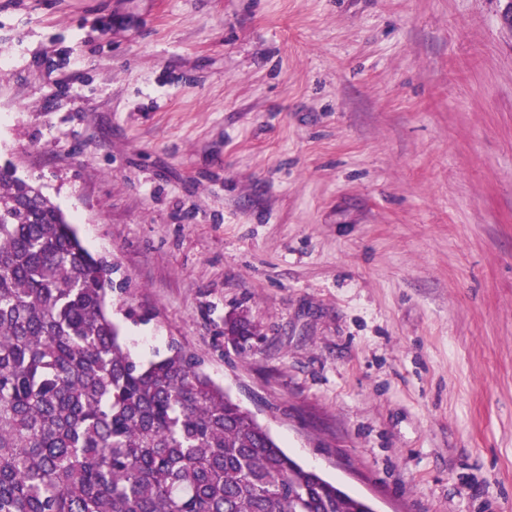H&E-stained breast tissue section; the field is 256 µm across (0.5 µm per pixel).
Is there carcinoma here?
Segmentation results:
<instances>
[{"mask_svg": "<svg viewBox=\"0 0 512 512\" xmlns=\"http://www.w3.org/2000/svg\"><path fill=\"white\" fill-rule=\"evenodd\" d=\"M112 269L0 168V512H365L177 345L147 363Z\"/></svg>", "mask_w": 512, "mask_h": 512, "instance_id": "cac0c4a2", "label": "carcinoma"}]
</instances>
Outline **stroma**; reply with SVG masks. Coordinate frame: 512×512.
Listing matches in <instances>:
<instances>
[{
    "label": "stroma",
    "instance_id": "1",
    "mask_svg": "<svg viewBox=\"0 0 512 512\" xmlns=\"http://www.w3.org/2000/svg\"><path fill=\"white\" fill-rule=\"evenodd\" d=\"M503 0H0V166L377 512H512ZM245 316L248 350L224 340Z\"/></svg>",
    "mask_w": 512,
    "mask_h": 512
}]
</instances>
